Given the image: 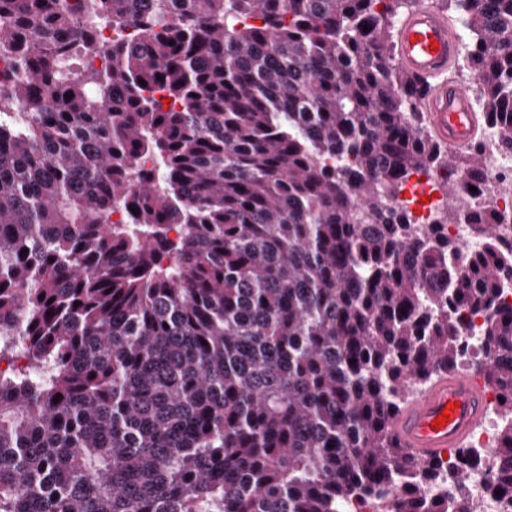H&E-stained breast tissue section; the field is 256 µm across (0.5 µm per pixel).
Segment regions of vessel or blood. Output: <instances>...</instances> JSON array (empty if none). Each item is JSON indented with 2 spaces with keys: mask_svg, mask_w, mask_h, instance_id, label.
Instances as JSON below:
<instances>
[{
  "mask_svg": "<svg viewBox=\"0 0 512 512\" xmlns=\"http://www.w3.org/2000/svg\"><path fill=\"white\" fill-rule=\"evenodd\" d=\"M458 49L447 17L425 6L410 12L396 31V57L413 81L426 86L422 109L437 137L451 148L470 143L480 124L467 92L448 79ZM449 404L454 407L450 421L434 428L435 419ZM487 405L480 381L447 371L420 394L409 397L390 419V432L411 457L429 461L464 450Z\"/></svg>",
  "mask_w": 512,
  "mask_h": 512,
  "instance_id": "vessel-or-blood-1",
  "label": "vessel or blood"
}]
</instances>
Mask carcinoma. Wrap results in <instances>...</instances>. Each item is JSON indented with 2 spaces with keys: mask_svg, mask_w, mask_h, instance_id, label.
<instances>
[{
  "mask_svg": "<svg viewBox=\"0 0 512 512\" xmlns=\"http://www.w3.org/2000/svg\"><path fill=\"white\" fill-rule=\"evenodd\" d=\"M404 2L0 0V512H467L474 450L426 497L389 420L477 315L512 492L506 216L448 212L463 267L400 200L484 178L396 64ZM448 4L474 141L512 143V0ZM437 228H441L449 240L456 242L462 256L469 255L479 246V241L470 232L468 224H442Z\"/></svg>",
  "mask_w": 512,
  "mask_h": 512,
  "instance_id": "obj_1",
  "label": "carcinoma"
}]
</instances>
